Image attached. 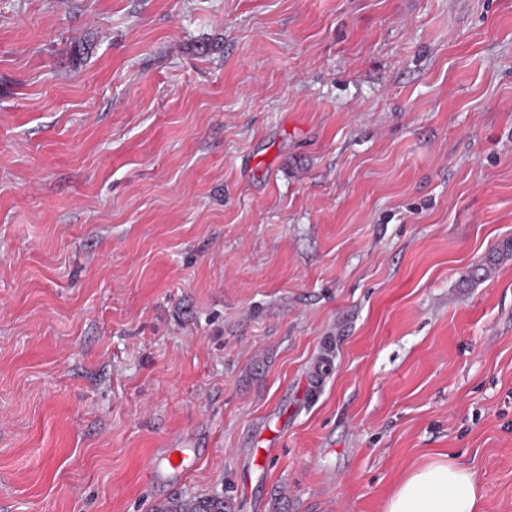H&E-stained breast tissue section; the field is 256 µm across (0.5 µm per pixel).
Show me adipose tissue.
Here are the masks:
<instances>
[{
    "instance_id": "adipose-tissue-1",
    "label": "adipose tissue",
    "mask_w": 512,
    "mask_h": 512,
    "mask_svg": "<svg viewBox=\"0 0 512 512\" xmlns=\"http://www.w3.org/2000/svg\"><path fill=\"white\" fill-rule=\"evenodd\" d=\"M385 512H482V499L474 473L441 453L406 474Z\"/></svg>"
}]
</instances>
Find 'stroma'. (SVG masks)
I'll return each instance as SVG.
<instances>
[{
  "label": "stroma",
  "mask_w": 512,
  "mask_h": 512,
  "mask_svg": "<svg viewBox=\"0 0 512 512\" xmlns=\"http://www.w3.org/2000/svg\"><path fill=\"white\" fill-rule=\"evenodd\" d=\"M508 239L512 0H0V512H512ZM385 512H482L474 473L439 453L406 474L389 497ZM230 496L183 498L175 497L161 503L156 512H232Z\"/></svg>",
  "instance_id": "stroma-1"
}]
</instances>
